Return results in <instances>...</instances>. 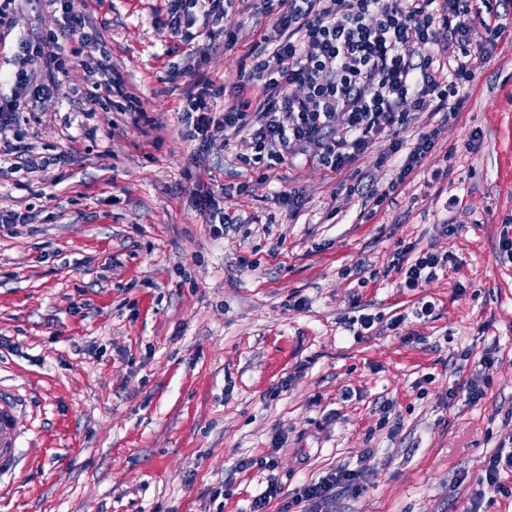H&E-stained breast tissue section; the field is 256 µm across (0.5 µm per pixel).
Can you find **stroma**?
Here are the masks:
<instances>
[{
	"instance_id": "stroma-1",
	"label": "stroma",
	"mask_w": 512,
	"mask_h": 512,
	"mask_svg": "<svg viewBox=\"0 0 512 512\" xmlns=\"http://www.w3.org/2000/svg\"><path fill=\"white\" fill-rule=\"evenodd\" d=\"M7 11L6 72L22 40L64 25L46 0ZM87 14L147 118L88 110L93 61L69 56L39 112L0 130V148L56 159L0 168V211L30 216L0 229V379L38 404L0 512H249L270 476L269 512H297V491L341 466L363 474L332 512H512V472L507 493L482 487L512 435V260L499 249L512 232V23L460 111L412 114L405 148L434 127L436 147L374 210L349 188L395 177L377 149L337 173L308 151L260 180L223 134L202 150L188 139L180 111L198 75L215 107L236 98L252 42L225 49L222 29L252 25L248 11L185 37L165 31L164 0H88ZM202 184L228 214L271 219L269 233L233 225L213 241ZM407 244L450 258L424 290L400 285ZM364 312L375 324L353 335ZM262 457L274 472L238 466Z\"/></svg>"
}]
</instances>
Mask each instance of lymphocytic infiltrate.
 Returning a JSON list of instances; mask_svg holds the SVG:
<instances>
[{
    "label": "lymphocytic infiltrate",
    "mask_w": 512,
    "mask_h": 512,
    "mask_svg": "<svg viewBox=\"0 0 512 512\" xmlns=\"http://www.w3.org/2000/svg\"><path fill=\"white\" fill-rule=\"evenodd\" d=\"M235 0H167L165 26L182 34L198 19L222 21ZM61 9L59 33L22 43L9 93L0 95V127L21 113L38 111L60 70L63 43L74 57L104 48L76 0H48ZM512 0H252L255 16L272 27L256 33L254 60L240 67L236 100L216 110L210 82L198 78L181 119L199 143L216 133L239 142L238 158L266 178L289 155L310 147L319 161L339 171L376 144L379 163L401 155L398 172L384 189L350 186L349 192L381 205L431 152L437 130L422 133L405 149L399 133L411 112L459 110L463 91L489 61L504 30L501 6ZM397 270L405 288L427 287L448 265L447 256L403 247ZM360 473L339 468L303 485L295 501L303 512H324L340 488L356 486Z\"/></svg>",
    "instance_id": "1"
}]
</instances>
